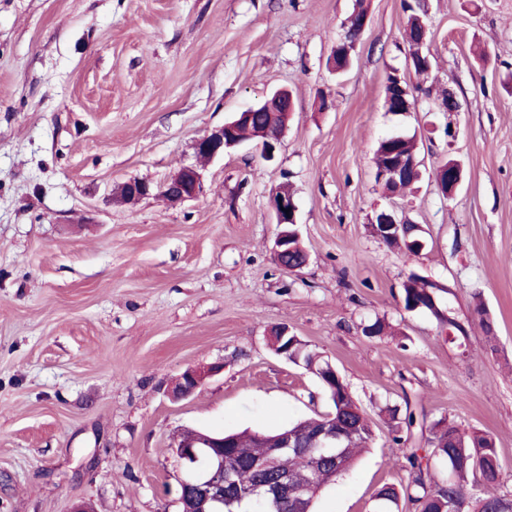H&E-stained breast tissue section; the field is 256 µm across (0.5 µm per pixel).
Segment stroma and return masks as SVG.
<instances>
[{
  "instance_id": "35a3bbf8",
  "label": "stroma",
  "mask_w": 512,
  "mask_h": 512,
  "mask_svg": "<svg viewBox=\"0 0 512 512\" xmlns=\"http://www.w3.org/2000/svg\"><path fill=\"white\" fill-rule=\"evenodd\" d=\"M360 4L369 24L338 77L327 60ZM428 9L434 92L457 112L424 96L388 111L401 0H0V512H178V432L327 412L317 378L271 349L275 326L336 367L374 431L315 512H374L380 485L409 484L385 454L405 402L411 447L440 420L490 435L495 491L512 496V0ZM279 88L294 110L274 160L248 141L205 165L196 199L116 201L128 180L196 164L198 138ZM394 133L424 139L427 174L403 196L374 174ZM451 157L465 179L446 199L429 172ZM284 183L310 255L298 272L273 258ZM383 210L422 227L421 255L377 237ZM413 272L445 286L467 338L405 310ZM375 320L384 334L364 336ZM211 365L190 398L168 397ZM221 366L207 368H189L178 379L173 391V399L181 400L192 396L206 380L221 372Z\"/></svg>"
}]
</instances>
